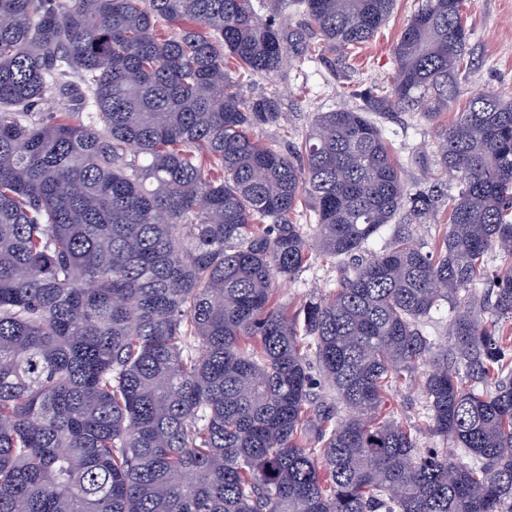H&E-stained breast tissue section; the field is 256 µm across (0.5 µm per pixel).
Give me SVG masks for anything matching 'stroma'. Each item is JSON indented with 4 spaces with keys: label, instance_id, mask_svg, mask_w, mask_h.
<instances>
[{
    "label": "stroma",
    "instance_id": "obj_1",
    "mask_svg": "<svg viewBox=\"0 0 512 512\" xmlns=\"http://www.w3.org/2000/svg\"><path fill=\"white\" fill-rule=\"evenodd\" d=\"M418 2L396 0L388 22L358 49L351 79H381L392 71V46ZM464 22L470 32V55L467 68L459 76L461 95L449 103L442 116L446 123L452 122L455 112L462 110L466 97L474 89L512 96V0H466ZM348 80L339 78L333 67L323 61L308 62L299 68L288 65L277 75L255 77L245 86V96L277 95L283 112L280 125L257 128V138L282 148L289 142V131L304 132L316 113L354 106ZM421 123L418 114L405 112L384 125L405 187L411 192L428 186L434 169L432 139L419 134ZM341 275L335 261L315 253L294 280L278 284L277 296L296 309L310 293H326L337 288Z\"/></svg>",
    "mask_w": 512,
    "mask_h": 512
}]
</instances>
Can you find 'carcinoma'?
<instances>
[{
  "instance_id": "cac0c4a2",
  "label": "carcinoma",
  "mask_w": 512,
  "mask_h": 512,
  "mask_svg": "<svg viewBox=\"0 0 512 512\" xmlns=\"http://www.w3.org/2000/svg\"><path fill=\"white\" fill-rule=\"evenodd\" d=\"M394 2L0 0V512H512V262L487 265L512 259V98L437 123L464 0H421L391 75L286 149L253 134L278 98L243 94L323 46L344 67ZM418 108L455 195L405 189L380 121ZM441 211L424 251L408 226ZM313 249L345 272L293 313L274 284ZM452 314L447 306L445 309L433 314L425 321L424 329L437 344L444 345L447 339L448 320ZM393 400L398 408L396 421L418 423L424 404L423 393L420 389L414 386L399 385L394 390Z\"/></svg>"
}]
</instances>
